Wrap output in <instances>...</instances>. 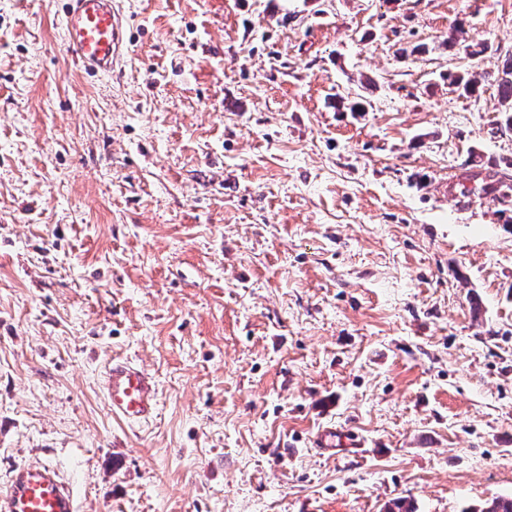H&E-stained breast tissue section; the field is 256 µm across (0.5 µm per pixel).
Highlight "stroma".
<instances>
[{
  "label": "stroma",
  "instance_id": "35a3bbf8",
  "mask_svg": "<svg viewBox=\"0 0 512 512\" xmlns=\"http://www.w3.org/2000/svg\"><path fill=\"white\" fill-rule=\"evenodd\" d=\"M65 6L0 0V484L38 456L79 512L512 495V218L482 191L512 184V0H122L112 75ZM115 357L157 377L148 422L109 413ZM498 88V112L501 114V126L512 130V60L504 63L501 75L496 79Z\"/></svg>",
  "mask_w": 512,
  "mask_h": 512
}]
</instances>
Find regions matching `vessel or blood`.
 Masks as SVG:
<instances>
[{
	"label": "vessel or blood",
	"instance_id": "1",
	"mask_svg": "<svg viewBox=\"0 0 512 512\" xmlns=\"http://www.w3.org/2000/svg\"><path fill=\"white\" fill-rule=\"evenodd\" d=\"M66 45L75 64L95 74L121 67L127 50L128 20L119 0H67L62 17ZM112 416L128 423L151 419L158 402L156 377L131 358L112 360L102 373ZM0 512H78L73 491L44 459L14 465L0 491Z\"/></svg>",
	"mask_w": 512,
	"mask_h": 512
}]
</instances>
